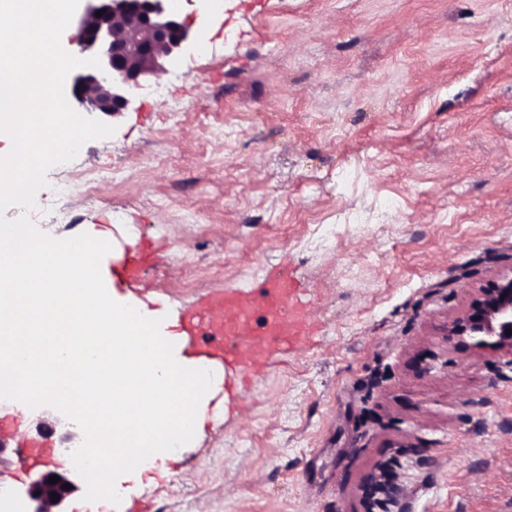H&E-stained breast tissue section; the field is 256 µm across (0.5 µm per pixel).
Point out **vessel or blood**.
Listing matches in <instances>:
<instances>
[{
	"mask_svg": "<svg viewBox=\"0 0 512 512\" xmlns=\"http://www.w3.org/2000/svg\"><path fill=\"white\" fill-rule=\"evenodd\" d=\"M151 265L140 252L127 251L117 257L112 277L134 289ZM304 295L284 271L246 286L207 292L183 315L185 345L203 365L232 363L242 376H250L273 355L291 353L303 343Z\"/></svg>",
	"mask_w": 512,
	"mask_h": 512,
	"instance_id": "obj_1",
	"label": "vessel or blood"
}]
</instances>
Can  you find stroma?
I'll use <instances>...</instances> for the list:
<instances>
[{"instance_id":"35a3bbf8","label":"stroma","mask_w":512,"mask_h":512,"mask_svg":"<svg viewBox=\"0 0 512 512\" xmlns=\"http://www.w3.org/2000/svg\"><path fill=\"white\" fill-rule=\"evenodd\" d=\"M222 3L170 0L193 46L49 170L37 201L76 221L36 224L152 245L135 297L171 318L288 265L313 336L251 384L225 374L164 474L99 509L77 489L68 512H367L381 474L403 512H512V352L445 336L512 277V0ZM339 213L353 223L313 240ZM75 429L1 400L0 439L50 454L0 485L69 468Z\"/></svg>"}]
</instances>
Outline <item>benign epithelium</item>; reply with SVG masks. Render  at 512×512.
Returning <instances> with one entry per match:
<instances>
[{"mask_svg":"<svg viewBox=\"0 0 512 512\" xmlns=\"http://www.w3.org/2000/svg\"><path fill=\"white\" fill-rule=\"evenodd\" d=\"M76 41L84 59L99 58L101 67L83 66L70 77L73 99L92 112L114 115L129 110L143 82L179 57L191 43L190 30L171 10L169 0H85ZM102 12L96 16V12ZM512 278L482 290L471 307L448 324V340L479 336L476 346L512 350ZM56 475L59 481L48 482ZM76 471H47L22 492L12 495L19 512H68L67 501L78 488ZM70 488L65 489L63 485ZM58 495L54 500L51 495Z\"/></svg>","mask_w":512,"mask_h":512,"instance_id":"obj_1","label":"benign epithelium"}]
</instances>
